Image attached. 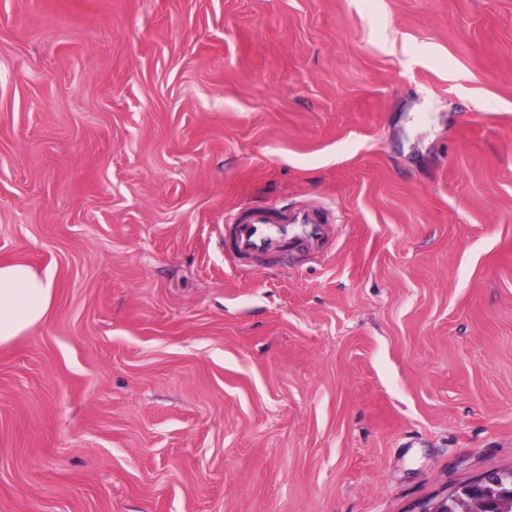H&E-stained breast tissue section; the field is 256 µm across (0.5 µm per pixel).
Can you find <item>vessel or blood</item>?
<instances>
[{"mask_svg":"<svg viewBox=\"0 0 512 512\" xmlns=\"http://www.w3.org/2000/svg\"><path fill=\"white\" fill-rule=\"evenodd\" d=\"M324 234L319 219L301 209L270 212L254 209L249 220L233 227V244L239 255L291 252L317 244Z\"/></svg>","mask_w":512,"mask_h":512,"instance_id":"obj_1","label":"vessel or blood"}]
</instances>
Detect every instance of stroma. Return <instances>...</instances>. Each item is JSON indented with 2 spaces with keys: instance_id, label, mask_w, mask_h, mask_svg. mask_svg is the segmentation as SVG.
I'll use <instances>...</instances> for the list:
<instances>
[{
  "instance_id": "obj_1",
  "label": "stroma",
  "mask_w": 512,
  "mask_h": 512,
  "mask_svg": "<svg viewBox=\"0 0 512 512\" xmlns=\"http://www.w3.org/2000/svg\"><path fill=\"white\" fill-rule=\"evenodd\" d=\"M317 209L321 253L224 224ZM0 512H419L512 468V0H0ZM52 278L25 263L0 264V346L41 323L54 301Z\"/></svg>"
}]
</instances>
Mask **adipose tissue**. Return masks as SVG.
I'll use <instances>...</instances> for the list:
<instances>
[{"label":"adipose tissue","instance_id":"1","mask_svg":"<svg viewBox=\"0 0 512 512\" xmlns=\"http://www.w3.org/2000/svg\"><path fill=\"white\" fill-rule=\"evenodd\" d=\"M54 282L25 263L0 264V346L41 323L54 301Z\"/></svg>","mask_w":512,"mask_h":512}]
</instances>
